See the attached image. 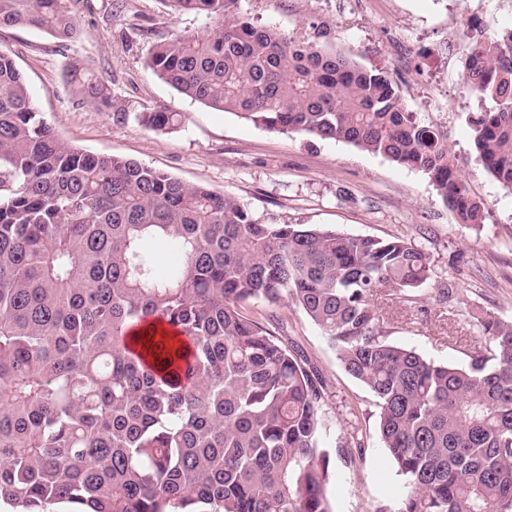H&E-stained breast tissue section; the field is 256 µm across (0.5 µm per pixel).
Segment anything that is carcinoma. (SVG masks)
Wrapping results in <instances>:
<instances>
[{
  "mask_svg": "<svg viewBox=\"0 0 512 512\" xmlns=\"http://www.w3.org/2000/svg\"><path fill=\"white\" fill-rule=\"evenodd\" d=\"M65 0H0V28L68 41ZM211 22L155 43L153 75L258 127L351 144L416 169L460 224L481 225L437 126L379 69L234 14L237 0H168ZM463 81L481 165L512 194V27L466 33ZM79 105H109L78 62ZM176 112H140L164 130ZM154 242L175 251L163 269ZM407 306L453 284L410 241L262 220L137 163L78 149L38 111L0 52V499L13 512H331L326 388L248 306L291 302L372 394L406 478L398 512H512V321L475 316L462 364L397 345L378 295ZM158 322L162 336L128 342Z\"/></svg>",
  "mask_w": 512,
  "mask_h": 512,
  "instance_id": "obj_1",
  "label": "carcinoma"
}]
</instances>
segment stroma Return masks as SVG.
Wrapping results in <instances>:
<instances>
[{"label":"stroma","instance_id":"35a3bbf8","mask_svg":"<svg viewBox=\"0 0 512 512\" xmlns=\"http://www.w3.org/2000/svg\"><path fill=\"white\" fill-rule=\"evenodd\" d=\"M80 22L62 42L30 28L0 29V51L12 55L43 118L65 142L130 159L182 182L201 184L248 205L256 217L330 225L354 236L400 237L422 247L436 280L454 286L462 333L476 340L472 315L512 318V196L478 163L469 122L480 102L463 87L461 35L468 22L487 32L512 26V0H237L238 15L311 40L386 70L411 111L448 137L458 171L488 210L483 226L458 223L421 172L349 144L280 133L191 101L154 77L145 64L154 43L195 32L201 21L172 15L166 0H65ZM73 61L102 79L111 107L79 106L63 78ZM176 112L173 128L154 131L137 113ZM126 119L114 118V111ZM394 315L389 339L438 362L459 363L448 343L444 307L434 293L415 307L383 301ZM266 326L287 322L289 347L323 380L332 420L330 445L360 432L355 465L336 463L328 488L332 512L395 507L405 480L378 437L371 393L341 368L320 330L295 305L250 309Z\"/></svg>","mask_w":512,"mask_h":512}]
</instances>
